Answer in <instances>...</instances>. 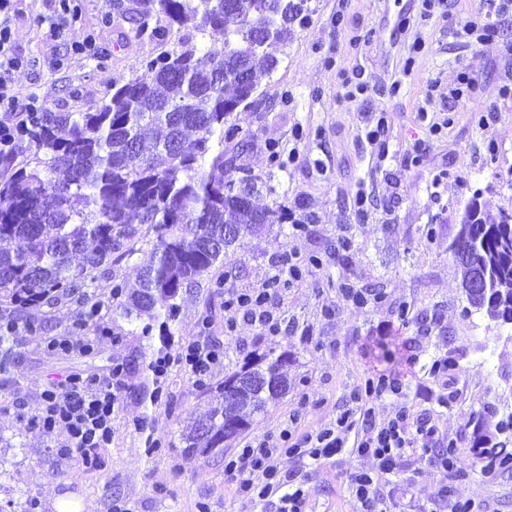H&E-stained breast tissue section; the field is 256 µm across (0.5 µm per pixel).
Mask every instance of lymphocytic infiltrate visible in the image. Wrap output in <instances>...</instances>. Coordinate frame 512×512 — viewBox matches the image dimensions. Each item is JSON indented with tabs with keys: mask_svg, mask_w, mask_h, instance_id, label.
<instances>
[{
	"mask_svg": "<svg viewBox=\"0 0 512 512\" xmlns=\"http://www.w3.org/2000/svg\"><path fill=\"white\" fill-rule=\"evenodd\" d=\"M21 63L12 40L10 0H0V157L13 153L19 129L30 117L29 109L20 106L11 85V74ZM300 264V259L289 258L274 269L262 287L231 292L230 304L268 332H276L278 322L268 310L274 286L284 277L298 279ZM176 362L204 379L219 364L220 354L214 344L196 339L184 344L176 355L156 357L150 369L161 379ZM119 388L116 377L65 378L44 391L35 422L46 434L64 433L61 450L73 448L85 459H95L99 449L112 441ZM401 393L402 386L396 378L382 375L366 379L351 390L348 404L329 426L299 436L288 425L278 434L248 441L227 462L225 470L242 498L252 500L276 493L282 502L281 512H304L306 493L289 472L282 470L281 456L289 454L316 463L332 459L349 447L372 462L371 467L354 470L348 476L360 512H378L379 489L388 484L390 475L397 473L403 476L397 487L405 499L403 512H419L416 486L422 467L430 465L452 477L465 465L458 457L442 454V447L449 442L447 434L439 430L430 414L416 412L403 401ZM387 401L392 402V410L377 415V407ZM357 426L363 435L356 444H349V435Z\"/></svg>",
	"mask_w": 512,
	"mask_h": 512,
	"instance_id": "obj_1",
	"label": "lymphocytic infiltrate"
}]
</instances>
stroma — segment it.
Masks as SVG:
<instances>
[{
    "instance_id": "1",
    "label": "stroma",
    "mask_w": 512,
    "mask_h": 512,
    "mask_svg": "<svg viewBox=\"0 0 512 512\" xmlns=\"http://www.w3.org/2000/svg\"><path fill=\"white\" fill-rule=\"evenodd\" d=\"M308 6L276 71L257 77L252 104L229 118L224 139L225 158L255 177L257 206L312 216L305 231L286 221L246 235L225 252L224 286L237 290L261 287L288 255L318 258L275 296L278 333L244 318L227 332L224 324L233 313L224 307L223 291L203 278L182 289L167 342L144 347L132 325L113 316L110 303L113 286L132 283L147 259L151 244L145 238L132 254L95 271L88 292L105 309L85 330L71 329L79 311L72 300L0 307V326L12 321L27 328L11 343L0 371V505L22 512L33 499L35 512H54L61 497L83 512H112L118 499L133 512H279L277 497L255 508L237 497L224 472L228 459L245 442L278 432L290 416H297L302 432L333 421L351 389L376 376L374 342L380 336L394 338L405 356L392 367L405 400L431 412L448 435H462V459L473 456L484 406L512 411V326L467 312L448 254L471 200L493 215L512 210V179L506 176L512 170V98L500 95L512 78V56L504 52L512 45V14L502 18L493 40L467 44L448 16L481 22L483 0H452L425 19L421 0H308ZM11 17L16 48L25 58L13 85L23 102L53 112H84L109 98L113 84L140 75L143 57L157 49L137 36L131 14L113 10L112 0H12ZM404 18L410 21L405 32L398 28ZM417 38L423 49L415 55L411 44ZM464 72L478 76L479 90L452 113L448 90ZM350 83L367 86V94L347 100ZM489 107L494 118L479 124L477 111ZM379 112L389 123L383 157L363 137ZM446 116L448 127L431 133V123ZM418 146L423 157L413 166L408 158ZM274 150L279 160H271ZM442 169L447 181L434 183ZM359 190L371 201L361 220L353 206ZM342 235L351 239L350 249L338 246ZM345 283L380 293V302L347 301ZM208 308L214 318L204 331L199 320ZM68 331L79 341L95 337L93 348H47L50 337ZM203 333L224 352L212 383L223 381L252 351H285L288 392L223 453L191 457L181 451L182 430L207 399L187 368L172 366L159 383L148 365L159 351L176 353ZM440 353L454 362L444 380L429 372ZM118 366L123 372L111 444L91 468L75 457L62 459L56 437L29 422L49 380L104 379ZM368 464L350 453L310 466L281 459L310 492L307 512H358L345 474ZM446 482L453 496L473 500L474 512H512L511 468L486 482L473 474L449 482L432 468L419 476L426 498Z\"/></svg>"
}]
</instances>
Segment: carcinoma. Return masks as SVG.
I'll list each match as a JSON object with an SVG mask.
<instances>
[{"label":"carcinoma","instance_id":"carcinoma-1","mask_svg":"<svg viewBox=\"0 0 512 512\" xmlns=\"http://www.w3.org/2000/svg\"><path fill=\"white\" fill-rule=\"evenodd\" d=\"M307 0H113V9L131 12L140 35L168 40L173 31L200 36L224 32V50L204 51L177 41L170 50L143 61V72L88 112H34L21 130L35 148L32 161L0 175V305L34 308L84 295L86 282L112 254L125 256L152 236L149 257L135 283L117 285L121 301L112 313L135 322L156 313L159 336L177 309L182 288L224 264V250L247 231L288 218L282 207L261 209L242 200L252 176L229 168L224 123L256 92V75L279 63L278 47L293 35L291 24ZM162 15L167 26L152 19ZM262 29L261 39L254 31ZM469 247L482 255L473 279L485 276L495 297L482 289L465 292L475 311L498 309L512 324V226L479 216L467 227ZM286 353L268 352L246 361L207 396L216 402L183 433L186 455L224 452V418L250 427L255 416L288 393ZM258 380L234 386L240 374ZM491 466L512 463V414L499 420L495 435L476 443Z\"/></svg>","mask_w":512,"mask_h":512}]
</instances>
